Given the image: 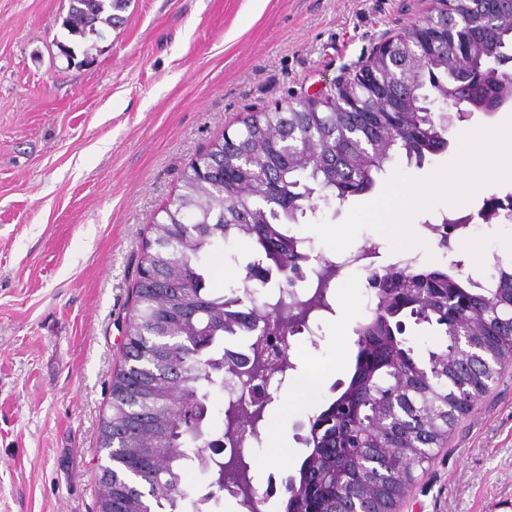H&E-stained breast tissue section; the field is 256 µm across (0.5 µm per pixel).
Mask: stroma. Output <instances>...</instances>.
I'll list each match as a JSON object with an SVG mask.
<instances>
[{
  "label": "stroma",
  "instance_id": "35a3bbf8",
  "mask_svg": "<svg viewBox=\"0 0 512 512\" xmlns=\"http://www.w3.org/2000/svg\"><path fill=\"white\" fill-rule=\"evenodd\" d=\"M69 0H0V512H94L104 454L100 418L122 361L137 265L158 211L183 170L240 117L329 93L374 47L424 16L429 0H128L101 26L94 61L71 62L58 42ZM512 130V103L474 113L448 133L447 151L423 166L398 157L374 187L318 204L291 225L314 253L335 258L378 245L377 267L464 260L490 279L493 254L512 255V224L475 221L464 246L446 251L428 224L451 210L428 195L393 213L410 243L380 229L372 204L389 189L447 173L463 134ZM461 202L478 212L512 193V166L477 174ZM253 258L250 244L217 246L208 288L223 292ZM331 315L315 336L289 337L296 369L322 368L321 394L284 408L274 389L262 443L249 448L261 512H284L282 479L298 475L309 420L349 382L354 325L376 304L366 270L333 287ZM401 512H512V362L418 472Z\"/></svg>",
  "mask_w": 512,
  "mask_h": 512
}]
</instances>
